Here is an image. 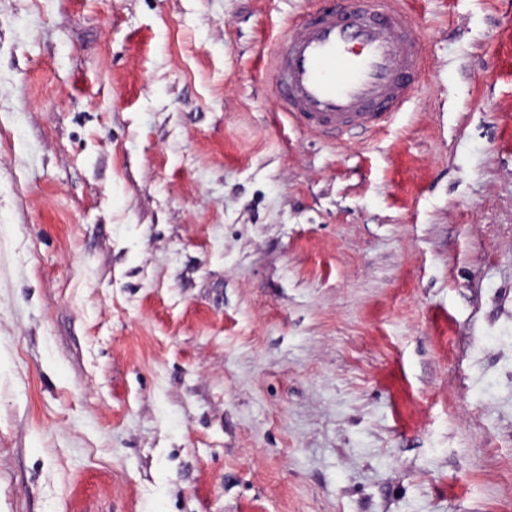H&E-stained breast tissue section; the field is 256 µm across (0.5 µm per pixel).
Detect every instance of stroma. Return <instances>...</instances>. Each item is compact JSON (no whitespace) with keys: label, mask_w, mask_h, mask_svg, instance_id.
<instances>
[{"label":"stroma","mask_w":512,"mask_h":512,"mask_svg":"<svg viewBox=\"0 0 512 512\" xmlns=\"http://www.w3.org/2000/svg\"><path fill=\"white\" fill-rule=\"evenodd\" d=\"M325 2L0 0V512H512V0L339 142Z\"/></svg>","instance_id":"obj_1"}]
</instances>
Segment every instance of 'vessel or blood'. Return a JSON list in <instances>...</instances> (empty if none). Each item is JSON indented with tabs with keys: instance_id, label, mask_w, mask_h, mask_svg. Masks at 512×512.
Instances as JSON below:
<instances>
[{
	"instance_id": "vessel-or-blood-1",
	"label": "vessel or blood",
	"mask_w": 512,
	"mask_h": 512,
	"mask_svg": "<svg viewBox=\"0 0 512 512\" xmlns=\"http://www.w3.org/2000/svg\"><path fill=\"white\" fill-rule=\"evenodd\" d=\"M422 66V43L401 0L326 6L275 46L277 112L320 137L374 134L405 110Z\"/></svg>"
}]
</instances>
